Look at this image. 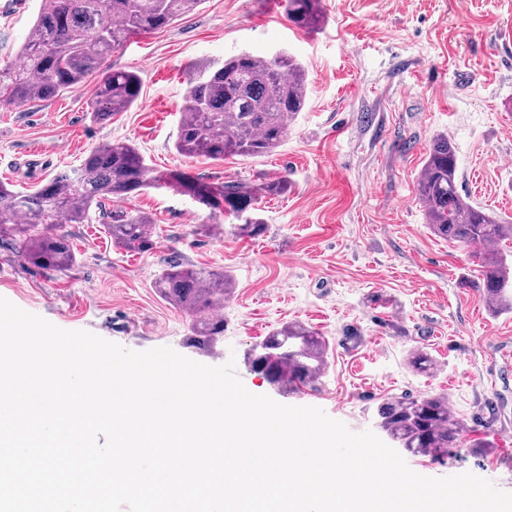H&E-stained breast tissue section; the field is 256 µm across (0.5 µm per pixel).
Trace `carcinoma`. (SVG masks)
<instances>
[{
    "instance_id": "carcinoma-1",
    "label": "carcinoma",
    "mask_w": 512,
    "mask_h": 512,
    "mask_svg": "<svg viewBox=\"0 0 512 512\" xmlns=\"http://www.w3.org/2000/svg\"><path fill=\"white\" fill-rule=\"evenodd\" d=\"M202 0H41L37 17L18 53L19 63L0 66V106L49 100L81 85L112 50L139 33L164 28ZM284 13L302 29L324 19L322 0H284ZM141 80L134 71H113L98 83L91 115L106 121L137 103ZM308 100L305 70L286 51L272 57L241 52L221 62L194 68L180 108L175 149L209 159L250 158L277 149ZM288 181L260 185L227 178L210 183L180 170L154 172L135 145L113 142L91 150L79 168L58 174L22 194L0 183V224H25L16 251L45 268L67 269L76 260L68 236L56 224H87L96 217L108 225L112 240L145 253L153 248L154 221L136 209L114 208L148 189L188 196L210 210L214 219L234 220L233 232L254 238L265 223L259 204L279 195ZM416 195L434 235L451 242L488 244L482 253L483 295L497 311L512 312V261L499 245L512 240V221L492 215L464 198L457 184L452 143L433 141L416 182ZM155 287L173 306L200 315L199 336H220L224 320L212 313L224 307L234 285L222 269H196L168 263ZM271 355L247 358L253 372L273 374L281 388L313 385L321 373L327 344L302 323L284 324L269 334ZM379 428L413 455H440L454 447L464 423L448 406V397H393L378 407Z\"/></svg>"
}]
</instances>
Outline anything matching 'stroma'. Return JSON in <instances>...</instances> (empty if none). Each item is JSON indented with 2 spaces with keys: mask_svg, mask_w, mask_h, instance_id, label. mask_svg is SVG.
<instances>
[{
  "mask_svg": "<svg viewBox=\"0 0 512 512\" xmlns=\"http://www.w3.org/2000/svg\"><path fill=\"white\" fill-rule=\"evenodd\" d=\"M0 65L15 61L41 0H0ZM317 30L296 28L269 0H203L167 28L130 37L106 70H134L141 94L110 120L92 119L99 74L56 98L0 108V182L32 185L72 169L95 147L135 144L156 171L208 182L284 178L261 204L265 232L241 238L169 190L127 207L152 215L154 246L113 243L107 225L65 224L76 253L66 271L15 250L0 224V297L70 331L133 351L169 346L196 362L234 361L245 388L288 406H314L352 432L376 430L384 399L444 394L467 431L447 456L405 454L428 477L473 473L512 492V313L491 314L477 282V246L433 235L416 180L436 136L447 135L470 202L512 218V0H323ZM285 50L307 71L305 112L272 154L221 160L174 149L194 64L242 51ZM221 268L235 288L224 334L203 342L194 315L154 282L172 259ZM329 343L328 365L306 391L269 384L245 355L289 322ZM423 350L428 373L409 365ZM482 448L470 447L473 439Z\"/></svg>",
  "mask_w": 512,
  "mask_h": 512,
  "instance_id": "35a3bbf8",
  "label": "stroma"
}]
</instances>
